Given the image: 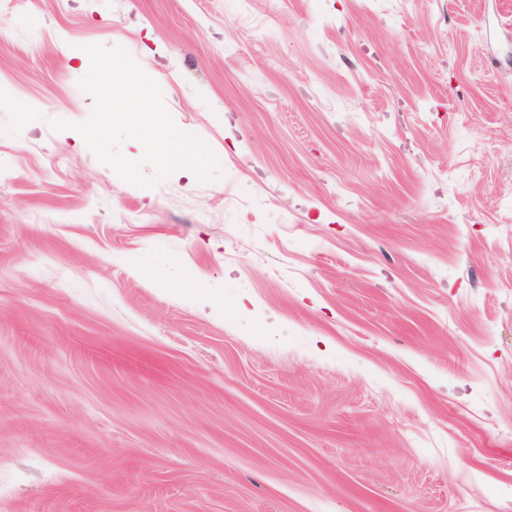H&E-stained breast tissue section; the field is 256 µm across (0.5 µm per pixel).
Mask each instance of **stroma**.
Instances as JSON below:
<instances>
[{"instance_id": "35a3bbf8", "label": "stroma", "mask_w": 512, "mask_h": 512, "mask_svg": "<svg viewBox=\"0 0 512 512\" xmlns=\"http://www.w3.org/2000/svg\"><path fill=\"white\" fill-rule=\"evenodd\" d=\"M0 512H512V0H0Z\"/></svg>"}]
</instances>
